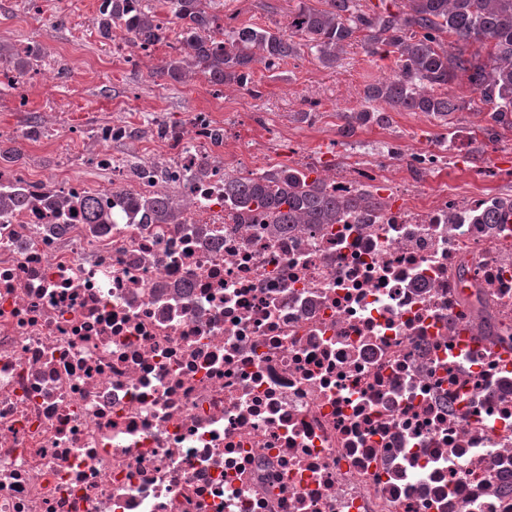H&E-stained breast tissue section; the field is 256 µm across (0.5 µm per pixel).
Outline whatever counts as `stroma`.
<instances>
[{"label":"stroma","mask_w":512,"mask_h":512,"mask_svg":"<svg viewBox=\"0 0 512 512\" xmlns=\"http://www.w3.org/2000/svg\"><path fill=\"white\" fill-rule=\"evenodd\" d=\"M299 1L224 0L223 13L238 26L283 29ZM97 13L95 0H44L38 12L29 0H0V42L40 44L51 61L50 83L35 79L22 91L0 84V129H22L33 116L53 129L46 140L20 148L18 164L33 176L53 173L63 159L82 155L85 143L74 135V128L124 114L131 105L139 116L161 112L180 125L198 111L217 113L224 121L227 165L243 171L252 167L253 153L260 149L269 152L271 164H308L325 176L341 170L349 149L400 141L423 150L454 132L460 137L459 149L446 167L424 179L422 197L434 200L448 185L463 193L475 187L512 197V182L500 174L512 168V134L488 141L482 132L487 109L466 78H459L453 90L471 107L448 121L397 112L389 128L366 126L343 138L336 132L337 113L359 109L364 87L392 74L390 60L368 55L360 44L345 47L332 69L308 53L273 70L255 65L258 93L252 96L233 85L212 87L194 73L181 83L149 79L150 68L174 55L175 39L155 45L147 58L113 54L111 40L102 38L93 23ZM308 108L314 111L311 119L295 120V112ZM478 168L484 172L479 179L473 176Z\"/></svg>","instance_id":"1"}]
</instances>
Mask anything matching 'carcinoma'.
<instances>
[{"label":"carcinoma","mask_w":512,"mask_h":512,"mask_svg":"<svg viewBox=\"0 0 512 512\" xmlns=\"http://www.w3.org/2000/svg\"><path fill=\"white\" fill-rule=\"evenodd\" d=\"M98 31L110 38L119 30L137 45L154 46L169 33L179 44V57L163 61L150 78L181 80L183 57L213 86L235 84L251 95L253 67L268 69L310 52L327 68L336 67L337 50L358 40L372 56L391 59L394 74L368 85L361 108L340 112L338 135L347 138L367 125L386 127L394 112H421L447 119L468 102L449 92L466 76L479 100L490 109L489 140L512 133V0H379L365 10L360 0L301 3L288 15V32L227 27L214 11V0H158L156 7L136 8L131 0H110L99 10ZM478 43L484 58L469 52ZM42 47L17 56L14 70L27 73L45 63ZM311 169L272 165L242 177L224 176V201L236 211L262 216L286 229L291 224H335L362 211L379 212L385 200L375 190L333 194ZM130 204L154 224H170L178 212L170 195L133 197ZM89 224L109 222L111 209L90 198L76 201ZM512 218V198L496 197L482 224Z\"/></svg>","instance_id":"cac0c4a2"}]
</instances>
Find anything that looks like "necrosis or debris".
<instances>
[{
    "instance_id": "1",
    "label": "necrosis or debris",
    "mask_w": 512,
    "mask_h": 512,
    "mask_svg": "<svg viewBox=\"0 0 512 512\" xmlns=\"http://www.w3.org/2000/svg\"><path fill=\"white\" fill-rule=\"evenodd\" d=\"M0 218V512H512V224L475 189L283 231L224 203L213 112ZM458 149L348 157L330 190L428 174ZM209 160L208 179L189 172ZM187 202L175 224L129 195ZM110 200L88 224L62 205Z\"/></svg>"
}]
</instances>
